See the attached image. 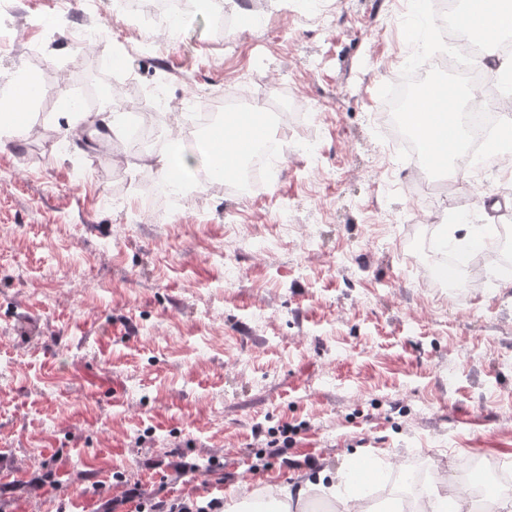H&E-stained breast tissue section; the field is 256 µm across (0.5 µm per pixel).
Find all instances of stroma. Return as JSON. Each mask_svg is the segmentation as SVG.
<instances>
[{
    "label": "stroma",
    "instance_id": "obj_1",
    "mask_svg": "<svg viewBox=\"0 0 512 512\" xmlns=\"http://www.w3.org/2000/svg\"><path fill=\"white\" fill-rule=\"evenodd\" d=\"M218 2L224 29L204 6L168 31L128 25L113 0H0L16 31L0 100L30 77L43 87L23 133L0 134V512L240 497L363 459L383 469L379 501L417 465L460 483L472 456L499 463L512 496L506 268L450 277L419 252L434 213L500 223L512 173L411 195L415 163L379 152L371 115L410 54L407 0ZM88 28L125 43L123 72L78 45ZM159 75L152 144L121 128L89 156L76 135L103 109L76 118L65 97L112 91L120 121ZM215 89L288 99L268 189L158 199L157 156L198 141L179 103L206 110Z\"/></svg>",
    "mask_w": 512,
    "mask_h": 512
}]
</instances>
